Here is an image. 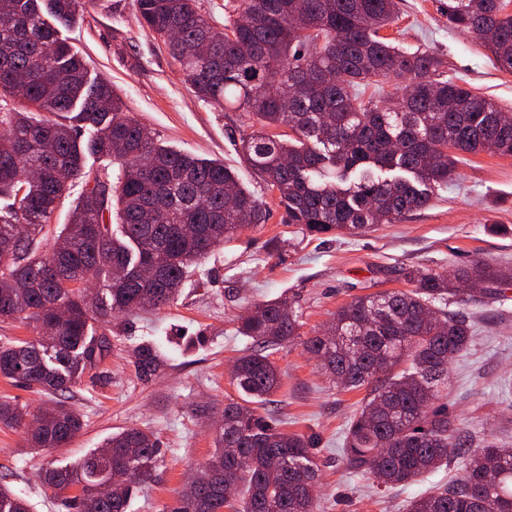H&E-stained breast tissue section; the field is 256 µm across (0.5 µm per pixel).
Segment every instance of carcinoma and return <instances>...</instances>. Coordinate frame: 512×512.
<instances>
[{"label":"carcinoma","mask_w":512,"mask_h":512,"mask_svg":"<svg viewBox=\"0 0 512 512\" xmlns=\"http://www.w3.org/2000/svg\"><path fill=\"white\" fill-rule=\"evenodd\" d=\"M83 5L0 0V198L12 200L0 212V318L27 322L38 334L0 345V377L48 391L65 389L108 349L105 337L89 334L93 316L169 305L191 264L267 218L265 201L241 187L232 169L158 144L112 86L89 79L56 31ZM136 6L144 28L161 39L175 34L168 51L200 100L258 125L242 139L243 159L277 192L286 224L363 234L427 207L435 190L456 179L457 154L512 156V113L447 79L440 57L379 35L398 0H238L222 30L197 0ZM508 6L448 0V22L476 35L498 69L512 72ZM375 78L405 85L378 106L358 93ZM74 111L97 132L86 149L117 167L106 173L113 178L106 193L88 187L86 149L73 128L37 118ZM279 126L294 137L266 132ZM78 179L83 188L69 222L42 248ZM112 213L119 237L106 222ZM403 277L409 288L354 298L304 342L343 388H369L345 435L349 470L392 487L453 466L457 478L411 500L407 512H512V448L472 446L441 395L448 364L474 335L473 322L447 301L468 282L499 295L512 274L476 259L451 276L411 267ZM90 278L101 294L82 287ZM298 329L287 299L260 303L238 322L250 343L235 362L240 399L224 404L211 457L167 512H317L314 441L261 411L281 384L271 356L299 338ZM136 357L146 378L161 366L151 343ZM28 416L25 407L0 401V424L25 430L33 448H62L81 428L61 406L31 423ZM160 455L153 432L130 427L82 464L45 470L43 484L56 493L77 490L80 512H127L132 486L150 479ZM114 470L129 477L105 494L101 486ZM493 471L496 483L488 481ZM0 512L30 510L0 485Z\"/></svg>","instance_id":"1"}]
</instances>
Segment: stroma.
<instances>
[{"label": "stroma", "mask_w": 512, "mask_h": 512, "mask_svg": "<svg viewBox=\"0 0 512 512\" xmlns=\"http://www.w3.org/2000/svg\"><path fill=\"white\" fill-rule=\"evenodd\" d=\"M381 35L440 56L449 79L512 112V73L490 61L475 35L449 25L443 0H399L395 21ZM59 36L83 58L91 77L112 84L128 115L159 142L223 160L242 185L263 197L269 216L192 265L173 304L91 319V334L106 337L109 348L67 389L51 394L0 378V400L33 414L62 404L82 421L67 447L42 451L29 448L22 430L0 425V483L25 499L30 512H78L44 490V470L77 465L112 434L138 427L154 432L162 456L128 512L174 505L176 490L213 449V427L225 402L239 396L231 367L248 341L238 335L237 320L253 304L277 297L296 308L300 338L272 356L281 386L266 409L284 430L315 439L319 512H405L413 498L448 482L452 472L445 467L390 488L372 474L351 473L344 437L365 393L338 386L302 341L322 331L352 298L404 288L402 268L448 273L483 258L512 269V157L463 155L458 178L426 208L358 236L311 235L282 223L276 194L243 162L239 144L252 133V120L195 96L160 38L141 26L136 0H86L80 17ZM461 306L474 320L475 336L449 366L448 406L478 438L512 446V404L502 399L512 390V286L499 299L468 291ZM147 341L164 358L148 379L135 355Z\"/></svg>", "instance_id": "obj_1"}]
</instances>
